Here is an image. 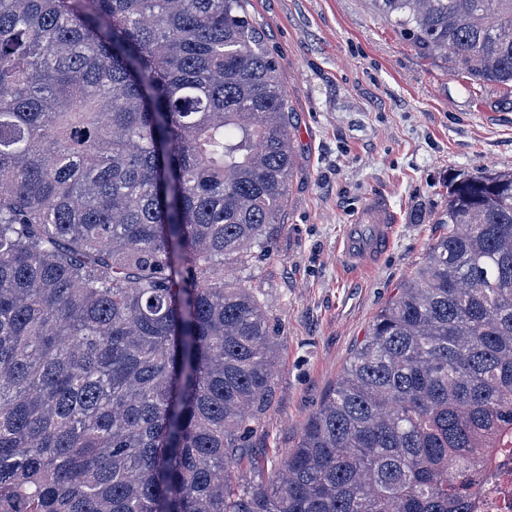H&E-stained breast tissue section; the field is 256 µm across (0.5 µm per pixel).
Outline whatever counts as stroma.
I'll return each mask as SVG.
<instances>
[{
    "mask_svg": "<svg viewBox=\"0 0 512 512\" xmlns=\"http://www.w3.org/2000/svg\"><path fill=\"white\" fill-rule=\"evenodd\" d=\"M294 114L297 172L271 250L226 261L283 338L269 406L238 470L259 481L292 448L380 311L447 233L448 182L512 171V93L473 85L376 15L371 0H249ZM395 213L389 251L357 273L338 243L372 195Z\"/></svg>",
    "mask_w": 512,
    "mask_h": 512,
    "instance_id": "35a3bbf8",
    "label": "stroma"
}]
</instances>
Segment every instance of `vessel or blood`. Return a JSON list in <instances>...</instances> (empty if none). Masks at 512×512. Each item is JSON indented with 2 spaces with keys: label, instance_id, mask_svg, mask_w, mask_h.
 <instances>
[{
  "label": "vessel or blood",
  "instance_id": "obj_1",
  "mask_svg": "<svg viewBox=\"0 0 512 512\" xmlns=\"http://www.w3.org/2000/svg\"><path fill=\"white\" fill-rule=\"evenodd\" d=\"M392 233V212L379 197L369 198L340 239L344 261L357 268L371 267L386 252Z\"/></svg>",
  "mask_w": 512,
  "mask_h": 512
}]
</instances>
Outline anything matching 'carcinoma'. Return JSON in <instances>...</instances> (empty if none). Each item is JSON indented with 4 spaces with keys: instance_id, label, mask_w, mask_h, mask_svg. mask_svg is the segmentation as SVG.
I'll list each match as a JSON object with an SVG mask.
<instances>
[{
    "instance_id": "1",
    "label": "carcinoma",
    "mask_w": 512,
    "mask_h": 512,
    "mask_svg": "<svg viewBox=\"0 0 512 512\" xmlns=\"http://www.w3.org/2000/svg\"><path fill=\"white\" fill-rule=\"evenodd\" d=\"M245 0H0V512H469L512 441V171L448 234L268 481L236 475L281 337L224 263L294 168ZM512 89V0H373Z\"/></svg>"
}]
</instances>
